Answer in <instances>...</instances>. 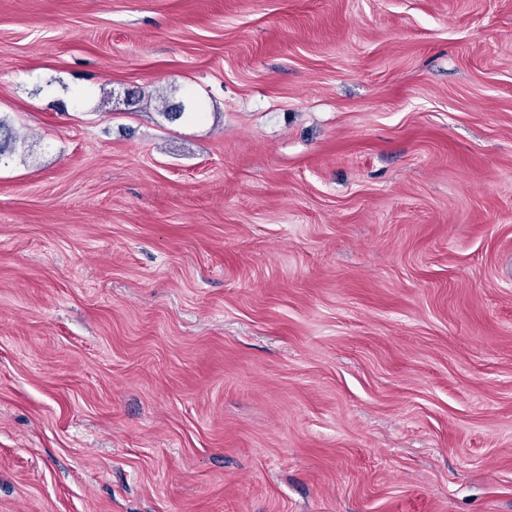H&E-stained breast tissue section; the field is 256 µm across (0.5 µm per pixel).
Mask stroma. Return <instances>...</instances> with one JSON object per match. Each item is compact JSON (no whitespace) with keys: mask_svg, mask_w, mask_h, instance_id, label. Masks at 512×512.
<instances>
[{"mask_svg":"<svg viewBox=\"0 0 512 512\" xmlns=\"http://www.w3.org/2000/svg\"><path fill=\"white\" fill-rule=\"evenodd\" d=\"M0 117V512H512V0H0Z\"/></svg>","mask_w":512,"mask_h":512,"instance_id":"1","label":"stroma"}]
</instances>
